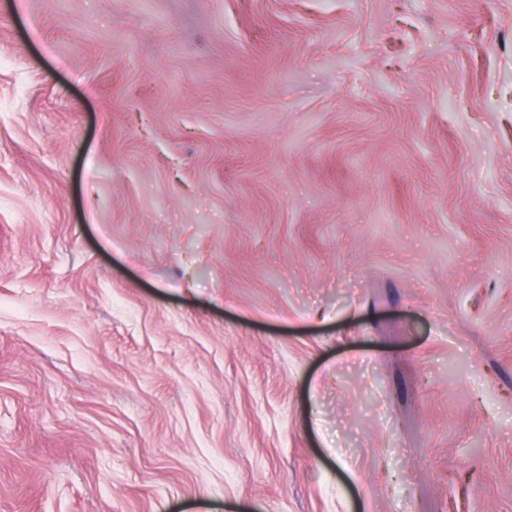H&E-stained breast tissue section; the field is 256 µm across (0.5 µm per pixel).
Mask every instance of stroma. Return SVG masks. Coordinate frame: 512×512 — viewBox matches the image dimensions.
Wrapping results in <instances>:
<instances>
[{
	"mask_svg": "<svg viewBox=\"0 0 512 512\" xmlns=\"http://www.w3.org/2000/svg\"><path fill=\"white\" fill-rule=\"evenodd\" d=\"M0 512H512V0H0Z\"/></svg>",
	"mask_w": 512,
	"mask_h": 512,
	"instance_id": "1",
	"label": "stroma"
}]
</instances>
